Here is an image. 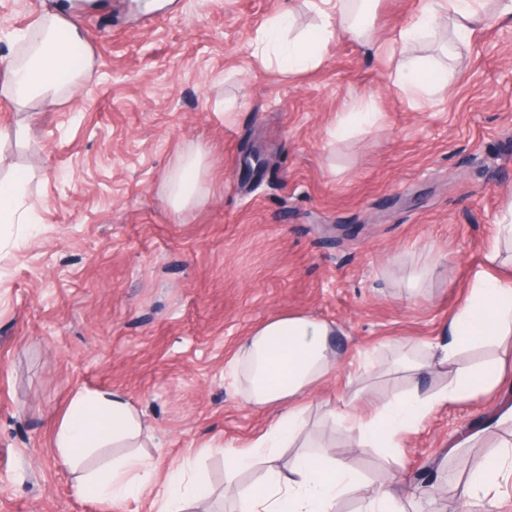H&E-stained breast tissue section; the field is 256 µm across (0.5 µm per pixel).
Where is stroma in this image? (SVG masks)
Instances as JSON below:
<instances>
[{
  "label": "stroma",
  "mask_w": 512,
  "mask_h": 512,
  "mask_svg": "<svg viewBox=\"0 0 512 512\" xmlns=\"http://www.w3.org/2000/svg\"><path fill=\"white\" fill-rule=\"evenodd\" d=\"M289 2L0 0V58L53 5L86 39L71 96L20 112L0 93V180L27 177L36 210L0 228V512H149L79 491L61 463L52 434L81 389L122 392L157 480L191 465L210 512H231L215 449L248 446L279 410L245 405L229 360L276 316L336 325L340 361L299 444L353 457L366 488L390 478L385 455L351 448L330 410L355 388L364 414L455 375L402 364L467 297L512 204V21L479 26L446 91L415 104L386 48L421 0H377L379 52L341 34L297 74L252 55ZM357 96L374 99L375 129L335 138ZM196 144L208 195L177 217L163 179ZM506 399L508 384L443 404L402 435L406 512H512V482L492 503L462 495L512 436L485 425Z\"/></svg>",
  "instance_id": "stroma-1"
}]
</instances>
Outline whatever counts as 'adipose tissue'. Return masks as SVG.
Segmentation results:
<instances>
[{
  "mask_svg": "<svg viewBox=\"0 0 512 512\" xmlns=\"http://www.w3.org/2000/svg\"><path fill=\"white\" fill-rule=\"evenodd\" d=\"M320 19L309 31L295 32L292 12L270 17L252 46V54L265 64L287 66L298 72L319 66L320 49L338 34L369 40L367 27L352 13L351 0H307ZM479 0H427L417 19L401 29L392 55L397 60L396 83L413 101L431 99L446 89L429 72L443 70L438 59L412 54L411 48L428 42L442 26H449L455 43H467L479 21ZM83 40L77 21L47 12L34 32L19 44L0 69V87L10 102L25 109L34 99L46 102L71 90L78 80L71 69L72 46ZM207 152L195 147L177 157L163 182L162 191L174 214L200 206L201 183L208 176ZM336 331L328 322L303 313L271 318L244 336L232 367L245 388L247 403L256 408L283 406L271 429L248 447L223 449L229 475L225 496L235 512H336L340 500L358 491L360 484L349 457L336 458L323 452H304L288 467H281L277 450L297 441L305 428V400L317 383L334 372L339 354L333 348ZM441 341L432 349L439 363H448L470 345L492 343L503 353H512V277L498 278L482 271L476 274L468 298L440 331ZM506 375L504 366L486 369L463 365L455 380L437 391L413 388L391 398L370 417L345 411L340 422L357 448H381L390 456L396 472H403L400 435L416 426L436 407L464 396L496 390ZM143 426L130 402L110 390L77 391L68 415L54 435V446L65 464L76 465L78 450L112 440L140 439ZM265 466L252 488L242 490L232 477L253 467L256 456ZM86 490L121 503L143 494H153L155 512H209L207 487L184 471H176L162 491L154 489L153 465L144 457L129 454L113 461L103 473L82 476Z\"/></svg>",
  "mask_w": 512,
  "mask_h": 512,
  "instance_id": "obj_1",
  "label": "adipose tissue"
}]
</instances>
